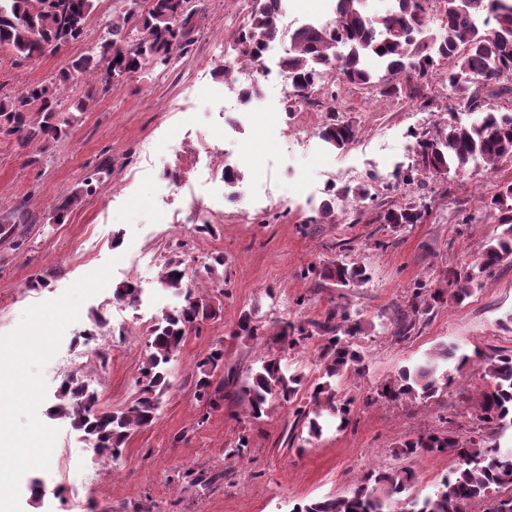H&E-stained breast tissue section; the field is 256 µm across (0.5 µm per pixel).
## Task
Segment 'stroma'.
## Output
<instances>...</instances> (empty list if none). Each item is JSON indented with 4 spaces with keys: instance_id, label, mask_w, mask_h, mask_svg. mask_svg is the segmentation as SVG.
<instances>
[{
    "instance_id": "35a3bbf8",
    "label": "stroma",
    "mask_w": 512,
    "mask_h": 512,
    "mask_svg": "<svg viewBox=\"0 0 512 512\" xmlns=\"http://www.w3.org/2000/svg\"><path fill=\"white\" fill-rule=\"evenodd\" d=\"M126 6V0H96L85 37L57 54L20 63L0 54V94L49 79L67 59L93 49L107 34V20ZM252 9L253 0H202L187 48L167 70L147 68L113 81L69 136L48 148L23 150L0 135V225L10 228L0 235V335L14 331L28 307L61 297L109 259L117 261L106 288L81 305L42 370L46 398L37 415L59 435L48 469L20 480L22 512H291L301 501L351 494L370 470L402 467L416 474L412 494L424 495L455 459L400 457L398 446L448 416L463 436L472 422L457 391L395 406L377 399V386L447 342L467 354L512 353V263L464 301L435 306L408 339L388 331L393 308L415 283L443 287L445 271L473 262L496 233L498 213L483 201L500 182L512 181V162L492 174L480 166L406 187L394 174L416 164L410 100L336 82L337 100L322 89L290 114L275 84L257 83L247 102L227 93L213 58L234 43ZM331 110L359 129L345 149L329 147L315 133L283 136L287 127L322 124ZM201 138L231 152L235 183L213 187L206 161L190 160L188 150ZM106 159L111 176L87 187ZM76 192L81 201L56 223V204ZM419 198L431 207L422 223H379L382 207ZM329 199L336 202L332 224L319 213ZM203 223L210 232H197ZM216 255L223 266L206 274ZM174 258L185 262L186 286L206 288L218 314L187 336L169 364L171 387L156 420L132 432L118 462L96 459L70 420L53 413L61 386L69 375H81L110 410L134 398L151 322L183 302L160 282ZM339 259L366 265L370 281L341 288L306 273ZM126 283L140 288L143 310L115 299ZM337 305L367 326L356 339L367 371L336 381L339 397L354 401L349 426L327 429L307 444L293 412L309 403L322 375L321 340L291 349L269 336L245 340L232 331L247 311L267 326L301 324L323 319ZM94 336L112 349L107 365L91 352ZM217 345L225 368L243 375L280 356L301 377L298 392L291 402L272 401L257 419L230 386L219 408L203 405L195 398L194 364ZM242 437L248 447L238 459L230 451ZM36 480L47 490L40 500L28 496Z\"/></svg>"
}]
</instances>
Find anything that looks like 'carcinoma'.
Wrapping results in <instances>:
<instances>
[{"instance_id": "obj_1", "label": "carcinoma", "mask_w": 512, "mask_h": 512, "mask_svg": "<svg viewBox=\"0 0 512 512\" xmlns=\"http://www.w3.org/2000/svg\"><path fill=\"white\" fill-rule=\"evenodd\" d=\"M95 0H0V48L13 56L30 59L55 53L81 39ZM187 0H145L146 6L127 9L112 16L108 36L90 53L68 61L52 78L30 84L13 95L0 94V134L13 136L21 148L46 147L68 137L70 128L92 98L107 91L112 80L142 71L146 66L166 68L186 49L183 28L192 13L184 10ZM276 0H254L251 18L232 51L243 61H254L264 47L281 37ZM336 27L327 32L307 27L290 38L283 69L298 96L322 86L324 69L336 65L341 82L350 85L378 84L383 97L404 96L423 110L434 106L425 88L441 70L455 90L458 105L482 114L479 121L463 124L451 116L431 133L411 131L416 140L417 163L398 173L406 186H423L417 173L425 171L443 178L449 173L465 174L469 165L495 166L512 162V110L501 112L487 107L484 90L491 82L512 80V3L509 0H441L443 33L426 35L419 0H394L393 8L381 17L367 15L362 0H336ZM376 59L384 75L375 76L365 65ZM85 84L75 99L74 114L58 119L63 93L74 83ZM319 136L330 146L343 149L357 138L354 124L336 119L335 107L319 127ZM486 205L502 213L499 232L483 245L477 262L450 268L444 273L448 290H432L419 282L412 288L408 305L394 310L393 336L403 339L415 329L417 316L452 298L461 302L482 286L500 265L512 262V182L502 183ZM429 212L426 204H392L382 210L383 224H419ZM320 277L343 288L366 284L369 273L363 264L338 260L319 271ZM185 269L181 261H170L161 276L166 288L186 292L185 305L166 311L149 330L146 355L139 366L137 397L115 411L99 407V397L90 393L82 379L71 375L64 385V400L55 415L68 418L96 448L112 459L122 455L130 433L149 426L157 417L162 397L169 388L167 365L176 358L187 335L216 315L208 294L184 289ZM364 334L362 321L352 318L346 308H334L322 320L307 324H281L274 333L277 341L293 348L319 336L323 345V378L312 393L313 407L297 408L295 418L307 429L305 441L322 435L323 414L336 419L337 429L350 423L352 401L336 398V378L345 372L359 376L366 372L364 355L353 340ZM238 338L266 335L251 313L241 315ZM480 361L486 387L471 400L468 409L475 421L471 436L462 439L448 430L430 429L402 443L397 454L412 457L448 454L458 466L424 497H413L410 512H470L476 503L483 512H512V497L501 491L512 489V355H473L459 352L455 344L445 345L421 361L402 368L377 389V397L399 404L418 397L432 398L448 391L451 374L448 363L462 367L470 358ZM196 397L217 408L222 388L212 387L215 373L224 369V349L213 348L195 365ZM226 384L238 389L247 401L249 416L259 418L269 401H291L301 377L288 373L281 360L271 357L246 377L228 374ZM414 479L406 469L370 472L350 496L326 498L298 504L292 512H390L389 505L401 500Z\"/></svg>"}]
</instances>
